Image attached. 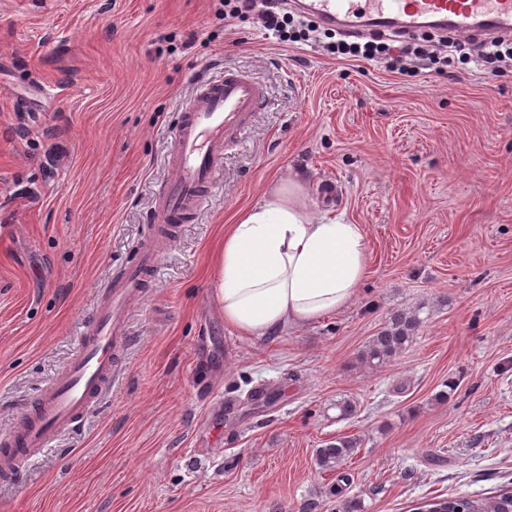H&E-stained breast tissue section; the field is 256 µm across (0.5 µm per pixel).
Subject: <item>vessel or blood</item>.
<instances>
[{
    "mask_svg": "<svg viewBox=\"0 0 512 512\" xmlns=\"http://www.w3.org/2000/svg\"><path fill=\"white\" fill-rule=\"evenodd\" d=\"M302 14L323 25L356 32L382 28L404 36L436 26L460 35H512V0H292ZM263 102L256 82L236 71L195 84L180 104L174 133L173 174L153 207L159 225L195 215L215 189L224 147L235 140ZM163 248L154 240L112 278L94 318L82 331L67 367L44 389L28 417L0 437V473L46 450L52 438L71 429L111 387L114 357L126 338L131 304L140 299L148 271Z\"/></svg>",
    "mask_w": 512,
    "mask_h": 512,
    "instance_id": "1",
    "label": "vessel or blood"
}]
</instances>
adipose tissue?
Segmentation results:
<instances>
[{
  "mask_svg": "<svg viewBox=\"0 0 512 512\" xmlns=\"http://www.w3.org/2000/svg\"><path fill=\"white\" fill-rule=\"evenodd\" d=\"M215 299L245 336L302 328L348 308L367 274L361 225L314 214L302 179L272 183L224 228Z\"/></svg>",
  "mask_w": 512,
  "mask_h": 512,
  "instance_id": "ef3b65f1",
  "label": "adipose tissue"
}]
</instances>
